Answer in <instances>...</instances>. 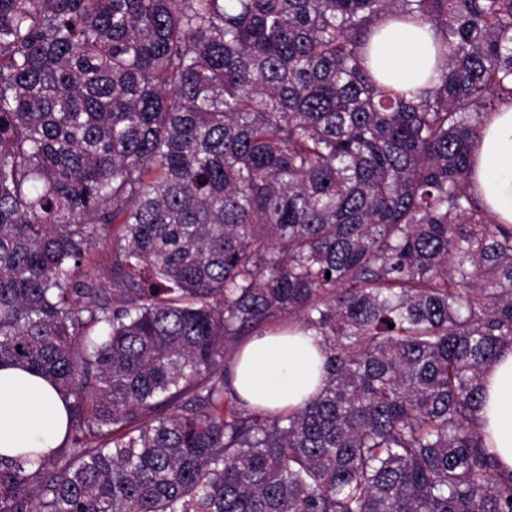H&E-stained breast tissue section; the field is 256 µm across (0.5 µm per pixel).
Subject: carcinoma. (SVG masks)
I'll return each mask as SVG.
<instances>
[{"label":"carcinoma","instance_id":"1","mask_svg":"<svg viewBox=\"0 0 512 512\" xmlns=\"http://www.w3.org/2000/svg\"><path fill=\"white\" fill-rule=\"evenodd\" d=\"M390 18L433 34L415 92L368 67ZM511 103L512 0H0V363L69 412L0 512H512L476 419L512 224L473 189ZM285 317L326 377L277 415L224 360ZM114 247L112 237L106 241H100L88 254L84 269L92 276H107L112 265Z\"/></svg>","mask_w":512,"mask_h":512}]
</instances>
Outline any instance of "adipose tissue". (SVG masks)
Instances as JSON below:
<instances>
[{
	"mask_svg": "<svg viewBox=\"0 0 512 512\" xmlns=\"http://www.w3.org/2000/svg\"><path fill=\"white\" fill-rule=\"evenodd\" d=\"M371 66L386 82L424 87L436 66L425 27L391 23L371 51ZM474 188L501 223L512 224V104L490 115L475 150ZM325 357L311 331L294 326L253 337L232 365V384L250 404L272 413L296 409L323 386ZM488 447L512 469V351L485 375L476 413ZM65 405L41 376L0 366V454L59 448L67 431Z\"/></svg>",
	"mask_w": 512,
	"mask_h": 512,
	"instance_id": "adipose-tissue-1",
	"label": "adipose tissue"
}]
</instances>
